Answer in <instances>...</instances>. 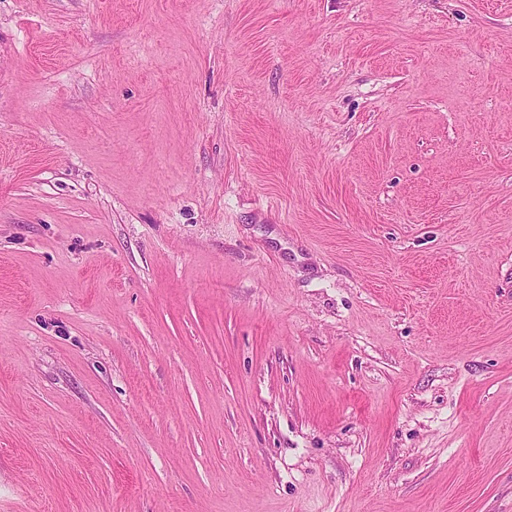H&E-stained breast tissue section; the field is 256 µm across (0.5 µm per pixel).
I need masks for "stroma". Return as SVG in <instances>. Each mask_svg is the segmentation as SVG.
Listing matches in <instances>:
<instances>
[{
	"mask_svg": "<svg viewBox=\"0 0 512 512\" xmlns=\"http://www.w3.org/2000/svg\"><path fill=\"white\" fill-rule=\"evenodd\" d=\"M0 512H512V0H0Z\"/></svg>",
	"mask_w": 512,
	"mask_h": 512,
	"instance_id": "35a3bbf8",
	"label": "stroma"
}]
</instances>
